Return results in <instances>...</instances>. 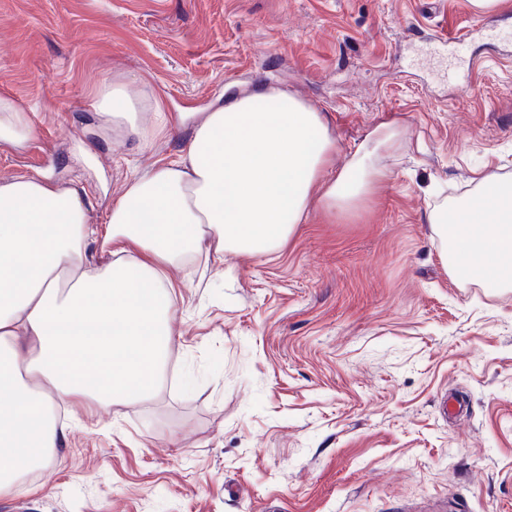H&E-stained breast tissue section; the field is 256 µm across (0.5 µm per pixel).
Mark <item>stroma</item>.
<instances>
[{
    "label": "stroma",
    "mask_w": 512,
    "mask_h": 512,
    "mask_svg": "<svg viewBox=\"0 0 512 512\" xmlns=\"http://www.w3.org/2000/svg\"><path fill=\"white\" fill-rule=\"evenodd\" d=\"M443 15L453 37L425 53ZM106 80L173 114L285 89L323 113L340 167L381 123L404 137L356 215L169 268L160 396L63 407L43 477L0 512H512V287L459 282L429 222L512 180V0H0V97L34 127L0 139V183L85 187L101 231L192 134L114 135L92 107Z\"/></svg>",
    "instance_id": "stroma-1"
}]
</instances>
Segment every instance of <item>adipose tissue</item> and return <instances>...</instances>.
Instances as JSON below:
<instances>
[{"mask_svg":"<svg viewBox=\"0 0 512 512\" xmlns=\"http://www.w3.org/2000/svg\"><path fill=\"white\" fill-rule=\"evenodd\" d=\"M93 107L128 138L145 139L146 114L170 122L121 83L102 84ZM179 118L193 121L191 139L180 160L133 180L113 204L102 267L85 265L97 236L85 190L27 177L0 184V495L25 490L23 473L49 463L62 436L56 403L88 397L112 408L159 396L172 345L166 266L275 252L312 208L334 219L357 210L389 180L378 158L403 134L377 126L326 180L336 143L321 112L288 91L260 87ZM430 221L450 236L455 275L512 280V190L497 177ZM474 224L484 232L469 234Z\"/></svg>","mask_w":512,"mask_h":512,"instance_id":"ef3b65f1","label":"adipose tissue"}]
</instances>
